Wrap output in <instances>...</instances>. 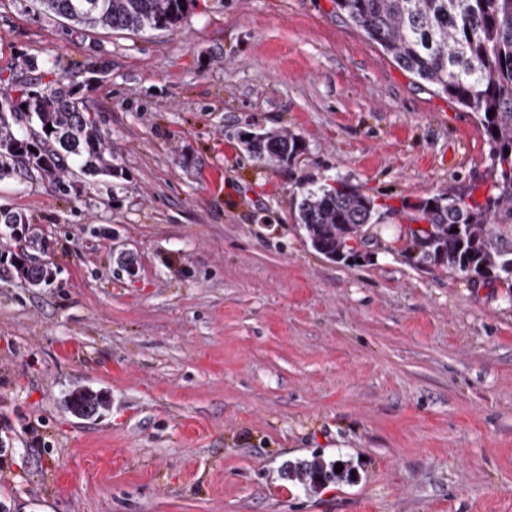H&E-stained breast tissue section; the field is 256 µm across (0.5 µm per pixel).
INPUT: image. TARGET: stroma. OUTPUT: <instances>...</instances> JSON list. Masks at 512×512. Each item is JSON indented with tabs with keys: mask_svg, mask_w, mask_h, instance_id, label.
Instances as JSON below:
<instances>
[{
	"mask_svg": "<svg viewBox=\"0 0 512 512\" xmlns=\"http://www.w3.org/2000/svg\"><path fill=\"white\" fill-rule=\"evenodd\" d=\"M74 87L117 177L0 180V512H512V300L405 256L420 200L481 183L471 112L334 0H191L165 30L0 0V93ZM301 138L271 169L244 134ZM390 206L371 260L316 253L302 186ZM51 278L24 283L19 249ZM102 393L82 419L65 399ZM347 480L308 488L287 463ZM336 462L326 463L319 456L314 457L312 460L298 461L294 464L288 463L286 469L288 471V477H293L303 480L305 482L309 481V485L319 484L321 482L332 480V479H340L342 477V472L335 473Z\"/></svg>",
	"mask_w": 512,
	"mask_h": 512,
	"instance_id": "35a3bbf8",
	"label": "stroma"
}]
</instances>
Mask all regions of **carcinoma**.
Returning <instances> with one entry per match:
<instances>
[{"label":"carcinoma","instance_id":"carcinoma-1","mask_svg":"<svg viewBox=\"0 0 512 512\" xmlns=\"http://www.w3.org/2000/svg\"><path fill=\"white\" fill-rule=\"evenodd\" d=\"M37 2L74 27L131 32L170 28L187 6L183 0ZM336 8L400 68L472 112L489 145L484 200L475 198L474 184L420 201L414 220L426 225L411 231L410 249L422 264L459 272L472 284L494 278L512 288V0H336ZM0 102L32 116L25 128L0 112V179L31 171L49 178L72 164L86 178L112 174L103 135L72 90L29 78L18 98ZM243 144L271 168L303 150L298 138L275 131L253 133ZM381 218L375 200L347 181L303 190L296 208L312 249L336 262L365 247L364 227ZM454 224L461 231H450ZM15 269L34 286L48 278L46 268L28 269L19 260ZM105 403L86 390L71 392L67 400L72 413ZM286 469L313 485L342 477L335 464L318 456Z\"/></svg>","mask_w":512,"mask_h":512}]
</instances>
